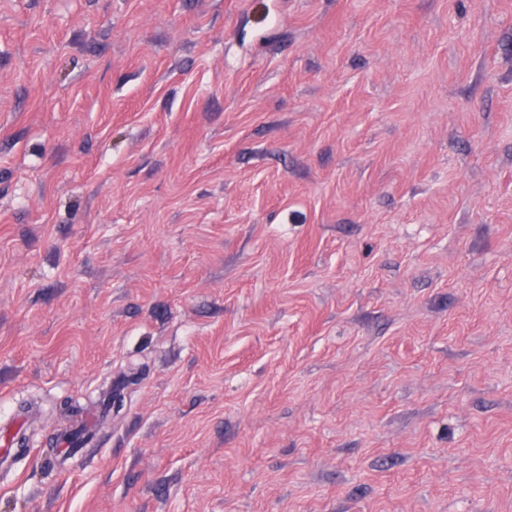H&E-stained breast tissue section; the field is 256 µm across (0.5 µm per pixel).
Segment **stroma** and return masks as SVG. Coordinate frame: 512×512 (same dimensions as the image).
<instances>
[{
  "label": "stroma",
  "mask_w": 512,
  "mask_h": 512,
  "mask_svg": "<svg viewBox=\"0 0 512 512\" xmlns=\"http://www.w3.org/2000/svg\"><path fill=\"white\" fill-rule=\"evenodd\" d=\"M17 415L0 512H512V0H0Z\"/></svg>",
  "instance_id": "obj_1"
}]
</instances>
